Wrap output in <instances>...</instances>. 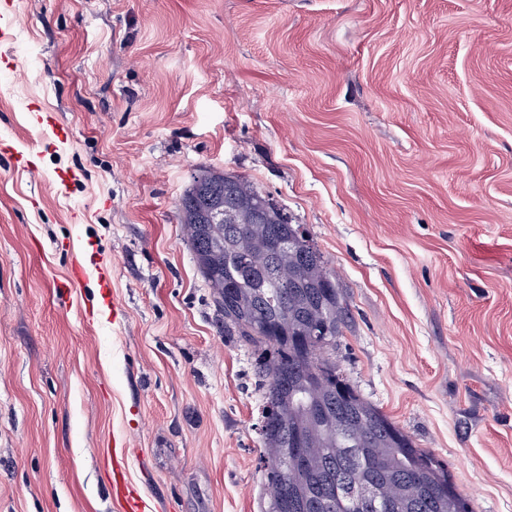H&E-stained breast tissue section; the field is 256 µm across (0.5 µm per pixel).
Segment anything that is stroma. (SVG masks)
Here are the masks:
<instances>
[{
	"label": "stroma",
	"instance_id": "1",
	"mask_svg": "<svg viewBox=\"0 0 512 512\" xmlns=\"http://www.w3.org/2000/svg\"><path fill=\"white\" fill-rule=\"evenodd\" d=\"M10 26L0 512H124L117 444L150 512H261L262 393L176 209L202 166L305 226L348 308L326 358L512 512V0H23Z\"/></svg>",
	"mask_w": 512,
	"mask_h": 512
}]
</instances>
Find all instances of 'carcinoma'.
I'll return each mask as SVG.
<instances>
[{"mask_svg":"<svg viewBox=\"0 0 512 512\" xmlns=\"http://www.w3.org/2000/svg\"><path fill=\"white\" fill-rule=\"evenodd\" d=\"M178 212L224 328L247 347L263 390V512H471L445 465L336 365L312 391L288 337L251 335L267 322L310 334L325 320L319 339L341 334L347 307L337 284L323 287L331 271L302 226L245 178L211 169L193 177ZM271 236L293 241L276 264L265 251Z\"/></svg>","mask_w":512,"mask_h":512,"instance_id":"1","label":"carcinoma"}]
</instances>
